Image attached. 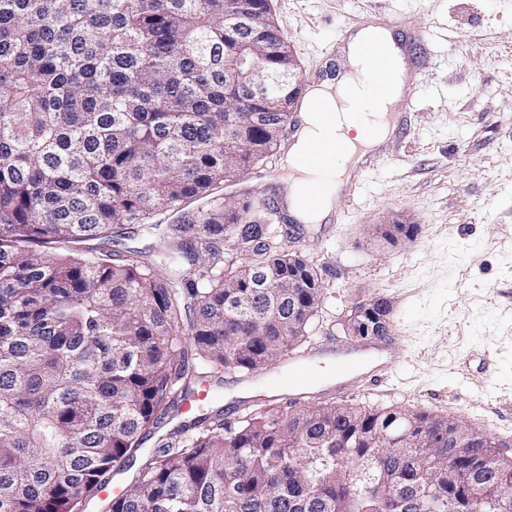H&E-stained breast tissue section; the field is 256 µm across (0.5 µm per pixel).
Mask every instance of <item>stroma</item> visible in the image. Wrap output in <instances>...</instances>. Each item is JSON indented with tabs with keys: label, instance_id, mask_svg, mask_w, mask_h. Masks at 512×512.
<instances>
[{
	"label": "stroma",
	"instance_id": "obj_1",
	"mask_svg": "<svg viewBox=\"0 0 512 512\" xmlns=\"http://www.w3.org/2000/svg\"><path fill=\"white\" fill-rule=\"evenodd\" d=\"M303 74L323 53L344 62L360 26L397 21L407 41L428 32L436 65L414 97L410 134L383 145L356 192L330 220L302 224L286 244L319 273L312 344L344 341L354 302L386 299L400 362L349 396L361 407L427 411L492 436L512 459V0H270ZM283 153L220 195L248 192L286 204ZM411 241L372 236L391 218ZM210 414L243 413L269 397L259 377L223 374Z\"/></svg>",
	"mask_w": 512,
	"mask_h": 512
}]
</instances>
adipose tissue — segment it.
Listing matches in <instances>:
<instances>
[{"label": "adipose tissue", "instance_id": "ef3b65f1", "mask_svg": "<svg viewBox=\"0 0 512 512\" xmlns=\"http://www.w3.org/2000/svg\"><path fill=\"white\" fill-rule=\"evenodd\" d=\"M391 31L369 27L357 31L347 43L348 69L311 87L308 104L302 105L301 126L286 155L289 170L287 197L294 218L305 224L323 223L331 214L342 186L347 165L356 163L388 136L386 113L401 95L403 84L389 78L382 89H375L372 68L361 53L364 43L372 42L386 49L389 70L401 67L393 52ZM334 136L346 146L329 170L304 167L300 155L313 143Z\"/></svg>", "mask_w": 512, "mask_h": 512}]
</instances>
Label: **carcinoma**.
<instances>
[{"instance_id": "cac0c4a2", "label": "carcinoma", "mask_w": 512, "mask_h": 512, "mask_svg": "<svg viewBox=\"0 0 512 512\" xmlns=\"http://www.w3.org/2000/svg\"><path fill=\"white\" fill-rule=\"evenodd\" d=\"M0 0V512H83L177 402L261 373L309 335L319 283L255 196L221 184L288 128V44L267 0ZM261 58L281 79L233 78ZM193 212L141 252L113 227ZM259 272L281 288L255 287ZM391 307L358 301L341 328ZM411 435L397 439L404 430ZM464 448L467 456H459ZM377 458L370 475L365 463ZM512 512V460L445 417L263 403L142 457L106 512Z\"/></svg>"}]
</instances>
